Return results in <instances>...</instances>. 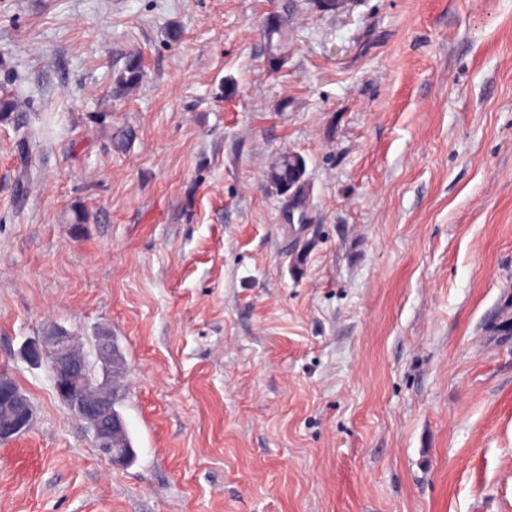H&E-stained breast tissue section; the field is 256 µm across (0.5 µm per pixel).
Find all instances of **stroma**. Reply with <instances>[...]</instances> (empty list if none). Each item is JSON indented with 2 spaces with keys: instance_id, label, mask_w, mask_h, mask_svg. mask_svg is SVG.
Instances as JSON below:
<instances>
[{
  "instance_id": "1",
  "label": "stroma",
  "mask_w": 512,
  "mask_h": 512,
  "mask_svg": "<svg viewBox=\"0 0 512 512\" xmlns=\"http://www.w3.org/2000/svg\"><path fill=\"white\" fill-rule=\"evenodd\" d=\"M1 87L0 373L34 422L0 512H512V0H0ZM54 325L117 345L127 465L21 358ZM284 18L279 15H271L265 21L264 26V37L267 41L269 54L275 60V62H284L283 46L281 44L282 29L284 26ZM277 36L276 42L274 38ZM145 77L141 60L138 57H130L114 79L115 92L119 94L130 92L140 86ZM306 163L298 154H284L272 165L266 175L267 186L280 195L288 196V189L296 192L295 208L304 215L308 197L305 179Z\"/></svg>"
}]
</instances>
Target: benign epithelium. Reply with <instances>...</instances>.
I'll return each mask as SVG.
<instances>
[{
	"label": "benign epithelium",
	"mask_w": 512,
	"mask_h": 512,
	"mask_svg": "<svg viewBox=\"0 0 512 512\" xmlns=\"http://www.w3.org/2000/svg\"><path fill=\"white\" fill-rule=\"evenodd\" d=\"M56 336H43L27 342L21 355L32 364H46L58 396L69 409L92 431L94 445L99 455L112 466H124L131 453L125 448L115 447L112 437L121 432L124 423L108 413L105 403L89 397L91 389L86 375L88 358L76 349L69 332L55 327ZM10 400L14 404L11 418L0 422V442L9 441L26 431L33 418L30 402L15 395L14 383L8 376L0 375V401Z\"/></svg>",
	"instance_id": "obj_1"
}]
</instances>
